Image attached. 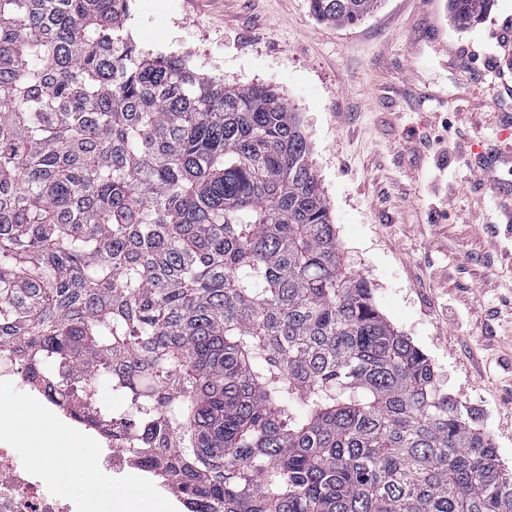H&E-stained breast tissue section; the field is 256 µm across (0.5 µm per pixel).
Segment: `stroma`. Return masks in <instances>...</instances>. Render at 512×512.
Returning <instances> with one entry per match:
<instances>
[{
    "mask_svg": "<svg viewBox=\"0 0 512 512\" xmlns=\"http://www.w3.org/2000/svg\"><path fill=\"white\" fill-rule=\"evenodd\" d=\"M512 19L494 0L457 27L448 0H382L351 24L318 21L309 0H132L125 31L153 55L178 54L225 84L272 88L298 112L345 265L395 330L432 361L441 389L479 410L512 468V209L481 184L490 164L512 185ZM481 139L483 152L470 146ZM126 512H187L129 471Z\"/></svg>",
    "mask_w": 512,
    "mask_h": 512,
    "instance_id": "1",
    "label": "stroma"
}]
</instances>
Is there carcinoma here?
<instances>
[{
	"instance_id": "cac0c4a2",
	"label": "carcinoma",
	"mask_w": 512,
	"mask_h": 512,
	"mask_svg": "<svg viewBox=\"0 0 512 512\" xmlns=\"http://www.w3.org/2000/svg\"><path fill=\"white\" fill-rule=\"evenodd\" d=\"M128 9L0 0V346L140 435L189 512H512L490 436L343 266L288 102L145 57Z\"/></svg>"
}]
</instances>
